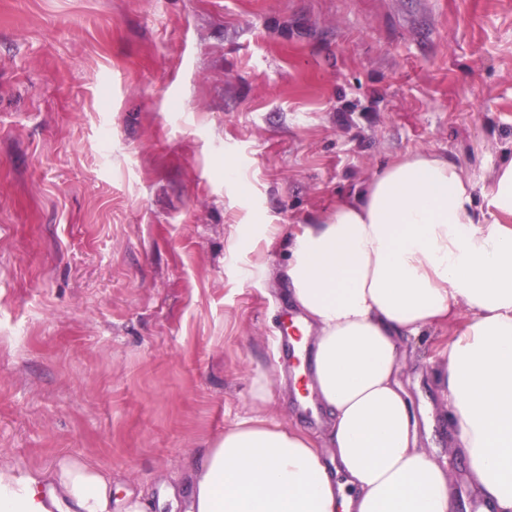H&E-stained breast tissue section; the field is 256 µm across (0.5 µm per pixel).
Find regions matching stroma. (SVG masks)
<instances>
[{"label":"stroma","instance_id":"1","mask_svg":"<svg viewBox=\"0 0 512 512\" xmlns=\"http://www.w3.org/2000/svg\"><path fill=\"white\" fill-rule=\"evenodd\" d=\"M415 152L512 158V0H0V462L171 512L260 373L323 433L272 350L284 243ZM447 333L402 357L437 416Z\"/></svg>","mask_w":512,"mask_h":512}]
</instances>
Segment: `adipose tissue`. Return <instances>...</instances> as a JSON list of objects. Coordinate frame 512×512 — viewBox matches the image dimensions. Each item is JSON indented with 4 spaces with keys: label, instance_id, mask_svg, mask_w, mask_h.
<instances>
[{
    "label": "adipose tissue",
    "instance_id": "1",
    "mask_svg": "<svg viewBox=\"0 0 512 512\" xmlns=\"http://www.w3.org/2000/svg\"><path fill=\"white\" fill-rule=\"evenodd\" d=\"M282 281L312 334L314 435L249 413L207 448L186 512H456L447 463L422 446L429 408L399 373L406 342L457 319L436 348L452 448L491 512H512V159L489 182L448 158L388 165L287 242ZM110 473L85 458L0 464V512H113Z\"/></svg>",
    "mask_w": 512,
    "mask_h": 512
}]
</instances>
